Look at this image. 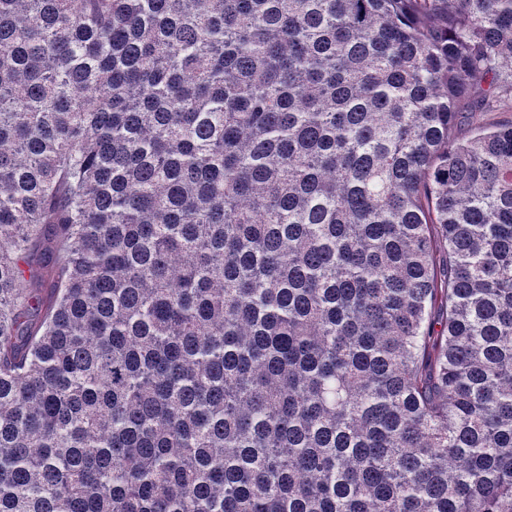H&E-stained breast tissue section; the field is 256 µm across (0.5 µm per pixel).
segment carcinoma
Here are the masks:
<instances>
[{
	"mask_svg": "<svg viewBox=\"0 0 512 512\" xmlns=\"http://www.w3.org/2000/svg\"><path fill=\"white\" fill-rule=\"evenodd\" d=\"M508 112L512 0H0V512H512ZM43 251L31 252L25 261L21 262L22 268L25 270V277L30 288H36L37 291L43 292L46 288V282L43 278L42 256Z\"/></svg>",
	"mask_w": 512,
	"mask_h": 512,
	"instance_id": "1",
	"label": "carcinoma"
}]
</instances>
